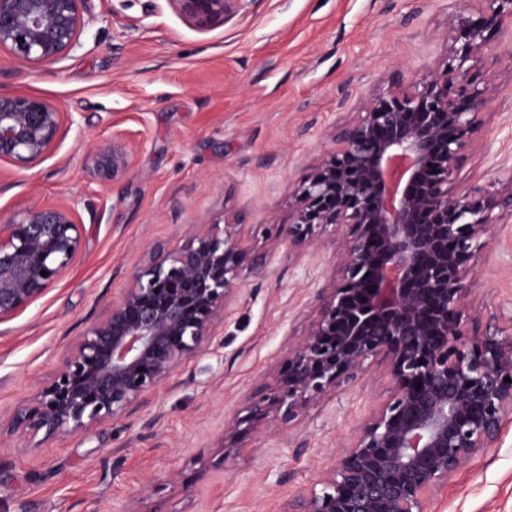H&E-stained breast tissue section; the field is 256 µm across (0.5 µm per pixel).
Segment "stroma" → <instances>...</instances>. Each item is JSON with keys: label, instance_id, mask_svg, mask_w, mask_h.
Returning <instances> with one entry per match:
<instances>
[{"label": "stroma", "instance_id": "obj_1", "mask_svg": "<svg viewBox=\"0 0 512 512\" xmlns=\"http://www.w3.org/2000/svg\"><path fill=\"white\" fill-rule=\"evenodd\" d=\"M449 0H244L201 29L169 0H89L94 17L62 61L38 67L0 50V93L42 97L74 124L41 163L0 165V215L32 203L78 201L101 212L85 221L76 262L47 292L0 324V512H287L350 444L355 426L386 395L383 365L313 404L280 435L257 431L223 452L224 421L246 415L289 341L314 318L317 288L332 277L341 232L311 253L282 245L293 191L362 103L406 85L441 62ZM477 82L496 87L482 144L453 187H503L512 163V32L495 34ZM112 140L111 181L87 173L92 147ZM238 223L272 273L241 279L219 322L221 356L187 361L129 422L30 437L9 427L58 369L77 336L111 303L146 246L175 250L184 225ZM512 223L481 253L478 301L468 329L485 331L512 295ZM149 492H142L143 482ZM432 512H512V422L499 447L464 466Z\"/></svg>", "mask_w": 512, "mask_h": 512}]
</instances>
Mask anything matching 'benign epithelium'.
<instances>
[{"instance_id":"obj_1","label":"benign epithelium","mask_w":512,"mask_h":512,"mask_svg":"<svg viewBox=\"0 0 512 512\" xmlns=\"http://www.w3.org/2000/svg\"><path fill=\"white\" fill-rule=\"evenodd\" d=\"M205 29L236 0H171ZM448 58L417 82L366 100L336 144L294 192L280 238L317 249L330 226L344 228L336 273L319 289L304 338L288 342L271 392L249 415L228 419L224 438L267 420L269 433L301 419L342 390L368 360L385 367L386 398L358 425L353 442L289 512H428L429 496L512 420V336L468 335L464 309L481 250L499 232L494 210L512 216V192L460 194V161L477 143L495 87L476 85L472 62L491 34L512 25V0H453ZM92 20L86 0H0V49L22 65L55 64ZM73 119L30 94H0V163L25 170L45 160ZM92 179L112 180V142L90 153ZM78 202L33 204L0 224V324L41 297L81 248ZM187 244L151 248L105 314L68 349L53 379L13 422L46 436L121 422L189 359L220 346L218 321L240 292L270 268L250 258L242 225H186ZM511 381H505V378Z\"/></svg>"}]
</instances>
